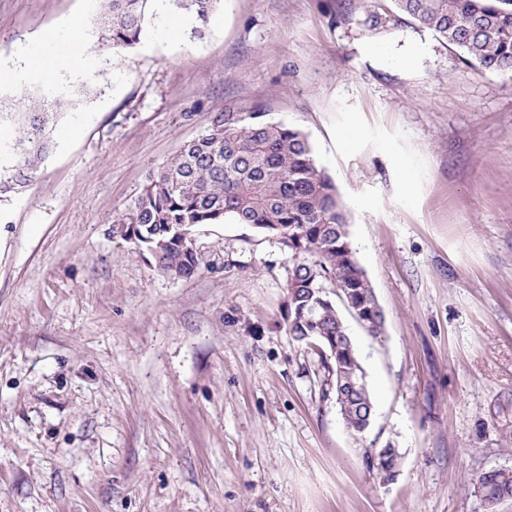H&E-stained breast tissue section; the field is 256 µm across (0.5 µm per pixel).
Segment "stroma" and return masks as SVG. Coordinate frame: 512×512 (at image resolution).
<instances>
[{
    "label": "stroma",
    "mask_w": 512,
    "mask_h": 512,
    "mask_svg": "<svg viewBox=\"0 0 512 512\" xmlns=\"http://www.w3.org/2000/svg\"><path fill=\"white\" fill-rule=\"evenodd\" d=\"M101 6L0 0V61L76 46L105 76L0 87L2 142L24 96L59 112L0 192V512H488L480 475L512 469V75L395 0H221L201 35L160 13L121 51ZM257 105L335 181L384 313L376 338L348 323L360 437L288 334L278 240L199 225L201 265L172 279L114 227L213 113ZM387 446L390 481L365 461Z\"/></svg>",
    "instance_id": "obj_1"
}]
</instances>
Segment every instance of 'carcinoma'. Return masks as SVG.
<instances>
[{
    "label": "carcinoma",
    "mask_w": 512,
    "mask_h": 512,
    "mask_svg": "<svg viewBox=\"0 0 512 512\" xmlns=\"http://www.w3.org/2000/svg\"><path fill=\"white\" fill-rule=\"evenodd\" d=\"M157 0H105L101 26L112 47L139 44L156 15ZM192 16L194 32L208 22L220 0H166ZM399 9L433 30L445 43L488 72H512V0H395ZM41 97L24 103L21 135L9 158L0 157V189L26 183L44 160L55 113ZM231 219L279 239L294 263L287 282L288 335L315 346L345 427L366 431L372 398L355 341L338 309L342 303L368 335L382 333L384 314L355 256L346 210L333 181L317 166L305 134L266 119V112H215L204 134L181 145L149 174L140 196L116 226L137 225L124 237L147 252L165 276L189 277L200 266L185 249V235L201 224ZM332 281L340 294L321 291ZM396 448L366 451L367 466L389 480L396 474ZM479 489L490 509L512 500V470L485 472Z\"/></svg>",
    "instance_id": "obj_1"
}]
</instances>
